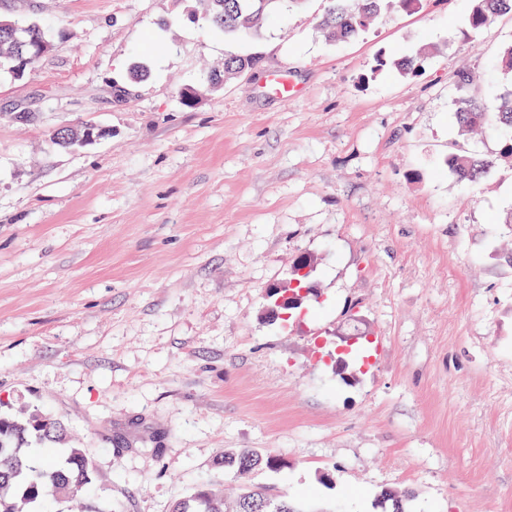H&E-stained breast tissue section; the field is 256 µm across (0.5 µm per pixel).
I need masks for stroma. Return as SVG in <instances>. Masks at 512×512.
<instances>
[{
    "instance_id": "1",
    "label": "stroma",
    "mask_w": 512,
    "mask_h": 512,
    "mask_svg": "<svg viewBox=\"0 0 512 512\" xmlns=\"http://www.w3.org/2000/svg\"><path fill=\"white\" fill-rule=\"evenodd\" d=\"M471 8L424 0L331 43L324 0L252 40L206 0H0L51 42L0 71V414L62 419L97 512H170L203 479L230 503L248 483L318 512H379L386 489L512 512V160L453 115L465 63L494 107L512 15L471 35ZM228 53L263 61L208 87ZM85 123L107 137L52 144ZM453 149L498 162L464 184ZM301 255L317 295L273 318ZM229 448L282 465L242 481Z\"/></svg>"
}]
</instances>
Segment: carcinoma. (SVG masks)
Returning a JSON list of instances; mask_svg holds the SVG:
<instances>
[{
	"label": "carcinoma",
	"mask_w": 512,
	"mask_h": 512,
	"mask_svg": "<svg viewBox=\"0 0 512 512\" xmlns=\"http://www.w3.org/2000/svg\"><path fill=\"white\" fill-rule=\"evenodd\" d=\"M306 0H210L209 22L217 30L237 38H251L260 33L265 17L272 10L289 11ZM423 0H325L326 6L318 27L331 42H345L366 32L384 11H414ZM505 14H512V0H473L468 17L471 32L478 33ZM257 56L229 54L224 58V71L210 76L217 84L224 76L255 68ZM494 69L507 76V87L497 105L487 110L478 98L467 93L471 88L470 67H461L456 85L463 95L456 100L455 119L458 126L469 131L488 129L501 137L499 157L512 158V45L504 49ZM86 126L54 130L50 139L58 147L76 148L74 136ZM496 160L483 158L464 150L448 152L446 165L458 181L477 183L494 166ZM67 438L64 423L55 418L32 413L27 417L0 416V512H22L23 507L41 504L48 499L67 498L75 512H91L84 494L94 475L93 461L82 448L68 449L65 464L58 466L44 461L31 464L28 447L46 442L60 443ZM277 466V459L258 451H231L224 454V466L245 477L258 466ZM410 493L386 491L381 505L388 512H406ZM224 493L209 484H200L187 497L174 503L171 512H224ZM234 512H305L291 501L268 489H248L234 503Z\"/></svg>",
	"instance_id": "carcinoma-1"
}]
</instances>
